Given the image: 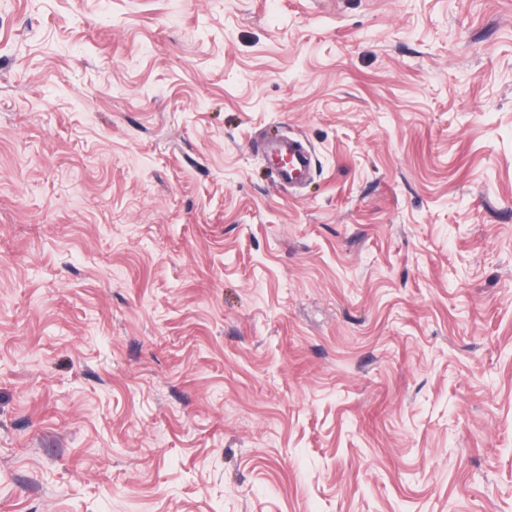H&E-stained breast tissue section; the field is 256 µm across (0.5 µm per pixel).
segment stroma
I'll use <instances>...</instances> for the list:
<instances>
[{"label":"stroma","instance_id":"stroma-1","mask_svg":"<svg viewBox=\"0 0 512 512\" xmlns=\"http://www.w3.org/2000/svg\"><path fill=\"white\" fill-rule=\"evenodd\" d=\"M0 512H512V0H0ZM264 150L269 155L285 159L286 162L277 167L283 182L290 183L306 175L311 167V156L302 142L288 137L267 141Z\"/></svg>","mask_w":512,"mask_h":512}]
</instances>
